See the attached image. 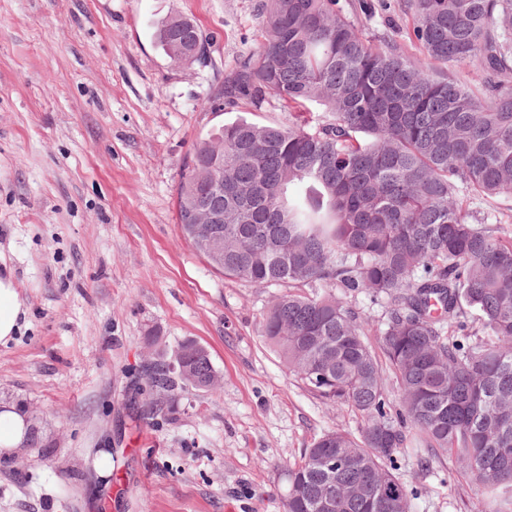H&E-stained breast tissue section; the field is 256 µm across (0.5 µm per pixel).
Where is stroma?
I'll return each mask as SVG.
<instances>
[{
	"label": "stroma",
	"instance_id": "obj_1",
	"mask_svg": "<svg viewBox=\"0 0 512 512\" xmlns=\"http://www.w3.org/2000/svg\"><path fill=\"white\" fill-rule=\"evenodd\" d=\"M267 0H0V264L28 311L0 343V405L33 411V443L0 457V512H285L288 461L360 419L324 404L263 339L275 288L212 268L183 237L176 188L224 123L287 124L220 100L263 40ZM192 18L205 63L155 30ZM192 340L213 391L150 387L144 363ZM112 472L101 475V455ZM403 449L412 512H481L449 457Z\"/></svg>",
	"mask_w": 512,
	"mask_h": 512
}]
</instances>
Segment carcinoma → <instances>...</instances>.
<instances>
[{
	"label": "carcinoma",
	"mask_w": 512,
	"mask_h": 512,
	"mask_svg": "<svg viewBox=\"0 0 512 512\" xmlns=\"http://www.w3.org/2000/svg\"><path fill=\"white\" fill-rule=\"evenodd\" d=\"M404 6L418 58L394 38L373 44L339 0H268L264 40L222 95L257 110L275 98L292 120L224 124L195 144L177 189L181 232L224 276L322 287L272 297L263 337L362 424L323 432L288 463L286 512H411L392 467L410 445L454 458L484 488L485 512H512V209H470L512 197V0ZM156 38L192 63L202 32L168 19ZM448 63L478 65L485 97L434 75ZM309 104L328 119L311 124ZM200 207L224 213L218 234L197 231ZM359 294L386 300L376 346L373 321L347 301ZM180 349L187 385L208 387L211 358ZM166 361L149 375L161 389Z\"/></svg>",
	"instance_id": "cac0c4a2"
}]
</instances>
